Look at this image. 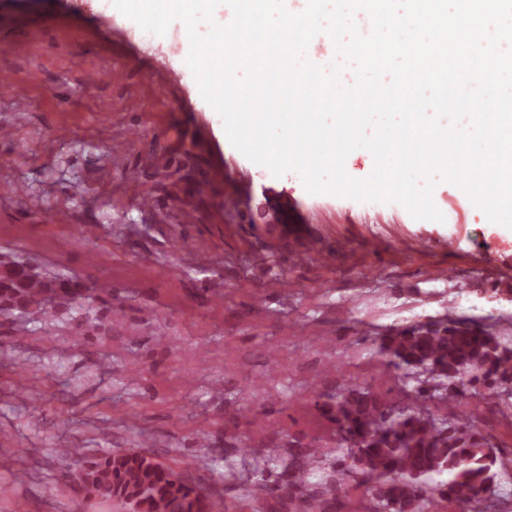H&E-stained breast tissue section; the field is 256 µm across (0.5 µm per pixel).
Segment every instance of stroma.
<instances>
[{"label":"stroma","mask_w":512,"mask_h":512,"mask_svg":"<svg viewBox=\"0 0 512 512\" xmlns=\"http://www.w3.org/2000/svg\"><path fill=\"white\" fill-rule=\"evenodd\" d=\"M31 31L28 54L6 47ZM189 49L184 24L147 41L97 0H0V73L31 93L24 112L0 97V127L15 132L0 141V258L92 284L98 312L76 319L58 300L46 320L0 313V512H129L66 478L126 448L197 480L212 512H271L249 497L244 462L232 481L211 474L227 435L329 442L319 393L348 377L393 389L375 345L391 330L454 319L512 337V289L498 286L512 278L511 229L448 182L433 191L436 222L274 176L193 101ZM94 69L104 79L84 90ZM54 206L63 221L44 222ZM460 409L505 452L495 492L512 497V408L474 396Z\"/></svg>","instance_id":"obj_1"}]
</instances>
